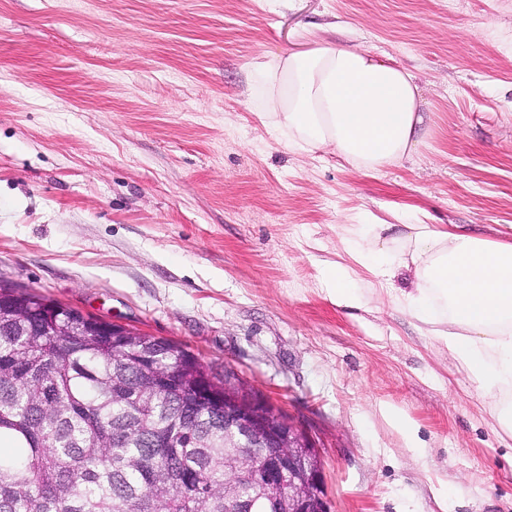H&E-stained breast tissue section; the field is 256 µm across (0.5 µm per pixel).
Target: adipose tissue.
I'll use <instances>...</instances> for the list:
<instances>
[{
	"mask_svg": "<svg viewBox=\"0 0 512 512\" xmlns=\"http://www.w3.org/2000/svg\"><path fill=\"white\" fill-rule=\"evenodd\" d=\"M257 68L263 123L299 151L329 147L355 169L375 172L409 157L424 136L419 87L394 62L318 46ZM349 249L384 281L411 272V289H391L394 304L448 350L491 402L499 429L512 435V244L428 224H363ZM322 283L337 305L370 303L351 267L326 268Z\"/></svg>",
	"mask_w": 512,
	"mask_h": 512,
	"instance_id": "adipose-tissue-1",
	"label": "adipose tissue"
}]
</instances>
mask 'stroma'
I'll list each match as a JSON object with an SVG mask.
<instances>
[{"mask_svg": "<svg viewBox=\"0 0 512 512\" xmlns=\"http://www.w3.org/2000/svg\"><path fill=\"white\" fill-rule=\"evenodd\" d=\"M415 77L375 173L256 114L305 29ZM512 244V0H0V282L181 344L302 421L331 512H512V439L386 294L336 306L345 224ZM416 427L412 448L391 420Z\"/></svg>", "mask_w": 512, "mask_h": 512, "instance_id": "stroma-1", "label": "stroma"}]
</instances>
